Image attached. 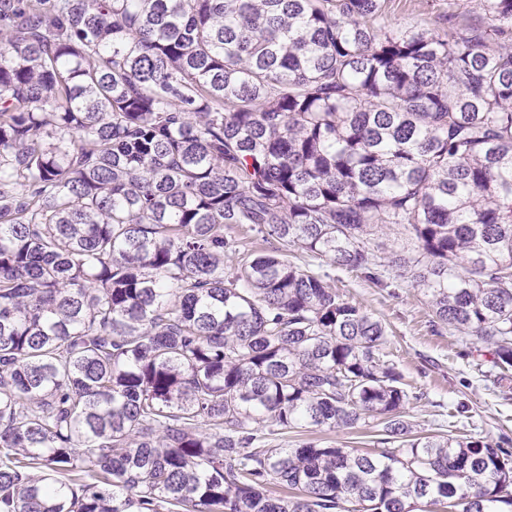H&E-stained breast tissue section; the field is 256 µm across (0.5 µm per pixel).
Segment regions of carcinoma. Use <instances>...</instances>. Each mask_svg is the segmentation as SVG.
Returning a JSON list of instances; mask_svg holds the SVG:
<instances>
[{"label":"carcinoma","instance_id":"obj_1","mask_svg":"<svg viewBox=\"0 0 512 512\" xmlns=\"http://www.w3.org/2000/svg\"><path fill=\"white\" fill-rule=\"evenodd\" d=\"M385 3L0 0V512H512V452L414 431L386 327L287 258L512 368V0ZM480 0H388V12L392 18L403 22L422 19L439 20L457 27L474 26L480 23L482 15ZM224 236L228 239H232L240 247L243 246L246 249L261 251L268 248V243H265L260 235L249 231L247 228L232 227L229 229L224 228ZM369 426H364L360 428H356L353 430L350 429H336V432L328 433V432H319L313 429H307L310 431L304 432H290L282 434V435H274L269 438V447L272 448H285L288 445V448H294L295 444H297L301 440H309V441H319L324 444L336 446V447H344V448H359L361 450H371L376 444L373 445L375 438L372 437L374 434L372 433L373 429H370ZM313 430V431H312Z\"/></svg>","mask_w":512,"mask_h":512}]
</instances>
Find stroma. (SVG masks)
Returning a JSON list of instances; mask_svg holds the SVG:
<instances>
[{
    "label": "stroma",
    "mask_w": 512,
    "mask_h": 512,
    "mask_svg": "<svg viewBox=\"0 0 512 512\" xmlns=\"http://www.w3.org/2000/svg\"><path fill=\"white\" fill-rule=\"evenodd\" d=\"M391 17L404 22L422 19L452 21L455 26L479 24L480 0H388ZM332 284L385 325L386 358L402 376L413 397L405 419L424 434L481 437L512 451V371L495 363L493 346L478 343L455 329L433 330L424 296L409 283L384 288L359 272L335 268ZM319 441L369 450V427L336 432H289L269 439L273 448Z\"/></svg>",
    "instance_id": "obj_1"
}]
</instances>
